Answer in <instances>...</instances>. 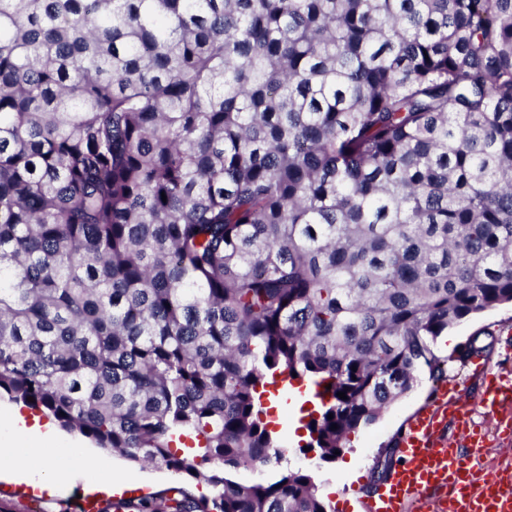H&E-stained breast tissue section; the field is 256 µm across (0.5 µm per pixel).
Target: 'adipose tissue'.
Returning a JSON list of instances; mask_svg holds the SVG:
<instances>
[{
	"mask_svg": "<svg viewBox=\"0 0 512 512\" xmlns=\"http://www.w3.org/2000/svg\"><path fill=\"white\" fill-rule=\"evenodd\" d=\"M60 453L58 434L51 424L28 423L17 408L0 411V479L43 490L65 483L74 474L100 476L112 489L126 483L122 474L79 449L70 451L67 469H58Z\"/></svg>",
	"mask_w": 512,
	"mask_h": 512,
	"instance_id": "obj_1",
	"label": "adipose tissue"
}]
</instances>
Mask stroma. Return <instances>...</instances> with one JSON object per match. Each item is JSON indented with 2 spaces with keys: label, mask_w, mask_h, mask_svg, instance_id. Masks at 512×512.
Listing matches in <instances>:
<instances>
[{
  "label": "stroma",
  "mask_w": 512,
  "mask_h": 512,
  "mask_svg": "<svg viewBox=\"0 0 512 512\" xmlns=\"http://www.w3.org/2000/svg\"><path fill=\"white\" fill-rule=\"evenodd\" d=\"M453 345L434 342V354L447 362V376L465 384L471 400H478L481 393L479 381L471 377L468 369L457 362L456 357L469 345L479 347L481 356L487 358L496 370L512 373V305H502L480 315L464 319L449 330ZM436 382L428 368H421L414 387L394 402L380 420L348 437L346 449L335 461L324 463L314 455H303L298 446L307 433L294 424V408L277 404L271 409L269 418L276 422L277 432L286 440L287 456L292 469L310 472L322 492L330 512H361V501L372 494L374 470L386 449L401 439L407 419L432 398ZM115 469L132 472L137 483L129 489L110 495L95 491L100 512H130L129 506L140 498L149 496L156 499L174 498L184 492L191 496L209 494L210 489L181 474L163 469H145L131 466L119 456H112ZM84 491L82 480H72L57 489L55 494L36 507H29L14 483L0 481V512H74L77 496Z\"/></svg>",
  "instance_id": "1"
}]
</instances>
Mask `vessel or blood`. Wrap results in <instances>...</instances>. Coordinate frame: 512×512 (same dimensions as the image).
I'll return each mask as SVG.
<instances>
[{"label": "vessel or blood", "mask_w": 512, "mask_h": 512, "mask_svg": "<svg viewBox=\"0 0 512 512\" xmlns=\"http://www.w3.org/2000/svg\"><path fill=\"white\" fill-rule=\"evenodd\" d=\"M485 382L479 405L494 419L498 441H512V376L476 362ZM473 407L457 385L437 396L409 420L400 443L401 462L365 512H512V470L479 474L488 438L471 422Z\"/></svg>", "instance_id": "1"}]
</instances>
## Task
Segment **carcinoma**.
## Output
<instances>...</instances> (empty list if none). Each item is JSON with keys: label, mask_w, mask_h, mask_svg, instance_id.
<instances>
[{"label": "carcinoma", "mask_w": 512, "mask_h": 512, "mask_svg": "<svg viewBox=\"0 0 512 512\" xmlns=\"http://www.w3.org/2000/svg\"><path fill=\"white\" fill-rule=\"evenodd\" d=\"M509 303L512 0H0V397L214 489L135 512H328L265 388L332 462Z\"/></svg>", "instance_id": "1"}]
</instances>
